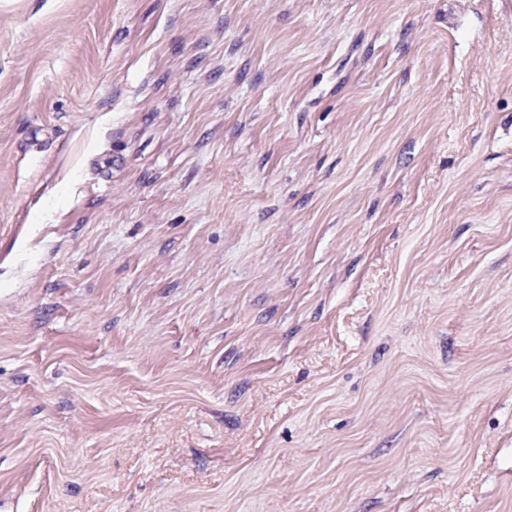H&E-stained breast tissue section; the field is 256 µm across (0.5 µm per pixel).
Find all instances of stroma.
Wrapping results in <instances>:
<instances>
[{
	"label": "stroma",
	"mask_w": 512,
	"mask_h": 512,
	"mask_svg": "<svg viewBox=\"0 0 512 512\" xmlns=\"http://www.w3.org/2000/svg\"><path fill=\"white\" fill-rule=\"evenodd\" d=\"M0 512H512V0H0Z\"/></svg>",
	"instance_id": "obj_1"
}]
</instances>
